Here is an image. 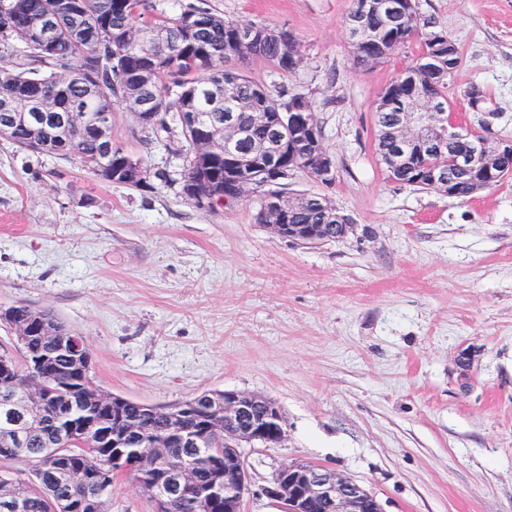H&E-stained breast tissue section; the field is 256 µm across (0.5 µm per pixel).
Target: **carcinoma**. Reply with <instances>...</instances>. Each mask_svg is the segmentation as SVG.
<instances>
[{
  "label": "carcinoma",
  "mask_w": 512,
  "mask_h": 512,
  "mask_svg": "<svg viewBox=\"0 0 512 512\" xmlns=\"http://www.w3.org/2000/svg\"><path fill=\"white\" fill-rule=\"evenodd\" d=\"M64 0H0V40L24 43L28 57L49 69L42 76H29L24 71L0 65V98L18 89L31 92L40 89L57 94V111L84 112L93 117L111 112L118 103L135 93L152 102L153 120L145 125L152 132L167 131L168 121L181 122L186 112H199L218 118L224 124V114L232 112L240 127L248 132L246 140L238 144L249 149L265 141L267 130L252 125L254 112H308L315 114L313 98L286 89L271 90L251 80L240 65L250 60L271 63L282 73H293L297 65L293 53L298 51L295 37L288 30L253 21H236L206 8L187 6L178 16L159 15L152 21L142 19L143 0H84L87 19L104 29L105 36L97 41H84L74 35L66 19H61L56 51L44 50L19 34V26L38 24L46 8ZM378 6H365L364 0H354L349 16H357L365 34L358 43L355 34H349L353 65L373 67L398 54L412 38L421 39L417 57L381 91L375 105L376 126L394 121L396 113L410 102L431 103L440 112L453 109L448 98V81L461 63V54L455 42L444 30L429 29L416 0H408L403 12L391 13L389 0H377ZM164 30L162 45L151 50L153 66H141V50L122 40L124 32L137 28ZM254 34L244 43L240 32ZM188 164L181 174L182 191L188 199L198 190L212 189L224 195V186L245 183L295 199L299 193L288 189V180L274 178L270 172L258 168L240 169L224 156L212 151L199 153V136L190 127L180 126ZM63 145L53 138L41 136L29 125L10 127L5 138L17 147L36 153L73 156L95 176L100 173L90 161L100 156L102 144L95 128L60 130ZM142 176L137 180L116 179V183L143 189L151 187V172L141 160H136ZM439 167L458 187L459 196L468 197L485 190L484 183L455 166L448 152L425 158L410 159L409 164L394 171V181L419 191L431 186L423 172ZM290 224H322L323 231L336 223L333 211L318 206L313 195L306 203L288 207ZM14 317L33 314L48 323H60L49 309L35 310L26 305L14 307ZM47 356L48 371L29 365V360ZM13 359L22 375L16 387L21 388L33 377L40 378L51 390L60 385L78 388L73 399L58 395L60 403L55 419L42 407L39 397L31 400L27 412L29 425L21 424V407L12 402L8 391L0 387V448L14 442V435L26 433L23 445L15 447L11 455L0 453V466L22 461L32 467L33 478L17 479L0 469V512H12L11 503L25 501L26 512H108L107 493L115 476L124 473L125 463L150 441L169 435L173 422L163 415L142 419L145 434L131 435L120 448H93L81 434H60V428H80L94 423L98 429L112 428V393L101 389L91 375V359L87 352L75 353L69 342L38 340L26 354L18 356L0 353ZM208 445L204 448H170L168 458L158 464L147 465L132 474V479L150 487L160 482L169 469H183L192 475L200 489L215 481L224 480V415L209 416ZM83 467L101 471L108 478L94 485L70 484L61 480L63 468ZM166 512H224V503H175Z\"/></svg>",
  "instance_id": "cac0c4a2"
}]
</instances>
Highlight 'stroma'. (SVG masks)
<instances>
[{
	"label": "stroma",
	"mask_w": 512,
	"mask_h": 512,
	"mask_svg": "<svg viewBox=\"0 0 512 512\" xmlns=\"http://www.w3.org/2000/svg\"><path fill=\"white\" fill-rule=\"evenodd\" d=\"M145 17L195 4L282 27L302 68L246 63L256 82L311 94L336 178L302 170L292 190L328 196L347 238L288 241L257 224L247 191L211 209L181 193L180 130L166 142L116 106L112 144L170 182L143 191L78 160L0 137V306L48 309L83 336L105 390L166 407L206 390L280 408L277 446L244 443V512H279L262 492L283 462L336 469L384 512H512V185L467 198L388 179L374 105L420 50L354 66L353 0H145ZM461 53L448 83L469 126L512 138V0H418ZM480 87L483 110L467 92ZM468 366H460L461 357Z\"/></svg>",
	"instance_id": "1"
}]
</instances>
